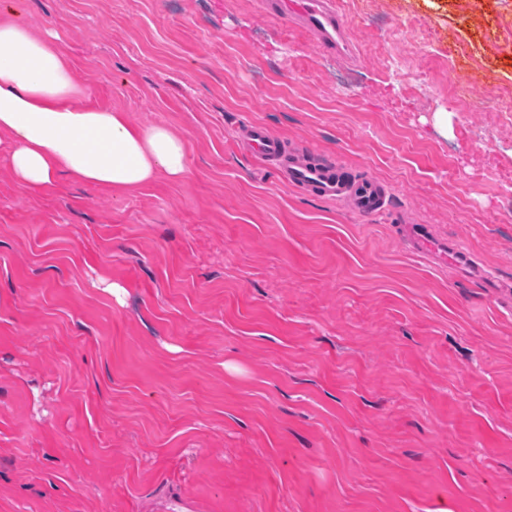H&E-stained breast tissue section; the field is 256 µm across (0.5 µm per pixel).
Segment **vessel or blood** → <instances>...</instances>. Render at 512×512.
<instances>
[{"instance_id": "vessel-or-blood-1", "label": "vessel or blood", "mask_w": 512, "mask_h": 512, "mask_svg": "<svg viewBox=\"0 0 512 512\" xmlns=\"http://www.w3.org/2000/svg\"><path fill=\"white\" fill-rule=\"evenodd\" d=\"M268 4L279 14L306 23L328 47L342 48V30L329 0H268ZM242 134L247 147L274 165L289 183L329 200L344 201L363 217L384 209L386 190L379 182L353 178L336 165L314 163L288 153L282 141L264 126H246Z\"/></svg>"}]
</instances>
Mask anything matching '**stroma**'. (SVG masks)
Listing matches in <instances>:
<instances>
[{
	"instance_id": "1",
	"label": "stroma",
	"mask_w": 512,
	"mask_h": 512,
	"mask_svg": "<svg viewBox=\"0 0 512 512\" xmlns=\"http://www.w3.org/2000/svg\"><path fill=\"white\" fill-rule=\"evenodd\" d=\"M6 2L189 175L30 190L0 150V512H512V0H334L341 55L264 0ZM248 123L385 209L289 184Z\"/></svg>"
}]
</instances>
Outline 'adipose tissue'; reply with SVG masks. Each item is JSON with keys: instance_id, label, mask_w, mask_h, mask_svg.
Instances as JSON below:
<instances>
[{"instance_id": "ef3b65f1", "label": "adipose tissue", "mask_w": 512, "mask_h": 512, "mask_svg": "<svg viewBox=\"0 0 512 512\" xmlns=\"http://www.w3.org/2000/svg\"><path fill=\"white\" fill-rule=\"evenodd\" d=\"M73 63L53 32L38 33L0 11V144L14 181L44 188L68 176L112 193L158 177L188 175V143L164 125L141 127L125 113L78 103Z\"/></svg>"}]
</instances>
